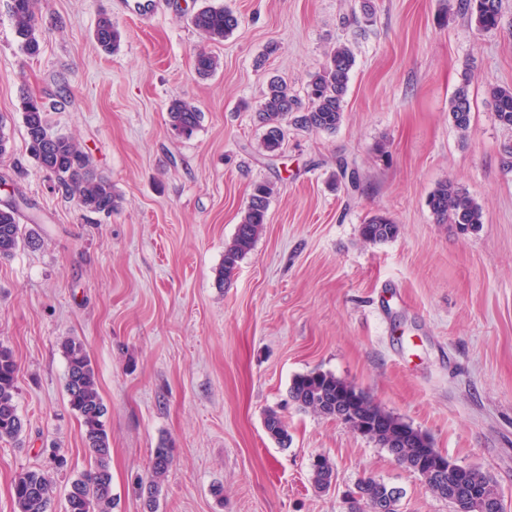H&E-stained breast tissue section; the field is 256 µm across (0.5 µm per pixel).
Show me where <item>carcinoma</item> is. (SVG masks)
I'll return each instance as SVG.
<instances>
[{"label": "carcinoma", "instance_id": "cac0c4a2", "mask_svg": "<svg viewBox=\"0 0 512 512\" xmlns=\"http://www.w3.org/2000/svg\"><path fill=\"white\" fill-rule=\"evenodd\" d=\"M456 11L474 21L478 30L490 32L499 27L500 0H454ZM10 13L16 38L28 55L39 53L41 38L36 22L34 0H10ZM191 24L208 41L220 43L239 25L234 12L222 5H208L191 17ZM95 37L106 52L118 50L121 35L106 16L98 19ZM355 56L349 45H336L326 55L322 68L310 76L307 84V103L291 94L288 84L278 76L266 84L263 102L257 112V121L264 129L258 150L276 156L282 150L288 135V125L307 131L333 132L341 124ZM217 59L201 51L195 60L197 73L205 76L215 70ZM494 115L500 125L512 128V88L494 87L490 91ZM20 111L26 129V146L40 171L54 177L58 189L73 196L83 209L96 213H112L117 207L112 182L91 172L88 153L73 138L51 131L44 104L36 97L21 99ZM453 126L465 137L471 126V100L468 82L457 89L450 107ZM171 129L180 137L189 138L198 129L201 112L193 103L175 99L168 107ZM273 189L265 183L253 188L235 235L224 249V261L219 268V279H229L238 263L252 249L267 223V212ZM27 201L10 200L0 204V259L12 256L20 242L27 238L21 224L22 207ZM428 205L438 224H450L466 233L482 224L483 208L464 189L452 181L438 184L430 195ZM399 225L387 216L375 215L360 227L366 243H378L396 238ZM67 359L66 392L69 404L80 419L83 440L89 449L93 464L89 471L71 483L67 512H112V472L110 468L111 442L104 416L107 409L99 392L95 368L83 345L74 339L62 342ZM17 364L12 352L0 346V439H13L23 429V420L15 402ZM289 395L304 410L320 416L339 419L341 413L351 415L349 426L363 436L388 449L395 460L406 468L420 473L434 494L439 488L428 470L419 466L422 449L432 446L430 437L413 428L375 404L364 392L342 381L331 373L311 372L296 376ZM268 435L279 444L288 441L285 425L274 410L264 419ZM172 464L169 445L160 443L151 460V481L148 512H156L161 483ZM312 479L321 491L330 488L336 471L329 458L318 455L311 464ZM51 480L48 473L28 470L14 481L13 496L18 512H47ZM360 494V499L353 498ZM379 498L387 501L386 512H398L401 493L373 478H362L349 491L348 509L363 504L361 512H373Z\"/></svg>", "mask_w": 512, "mask_h": 512}]
</instances>
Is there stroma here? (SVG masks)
I'll list each match as a JSON object with an SVG mask.
<instances>
[{"mask_svg": "<svg viewBox=\"0 0 512 512\" xmlns=\"http://www.w3.org/2000/svg\"><path fill=\"white\" fill-rule=\"evenodd\" d=\"M240 25L211 43L189 18L204 2ZM164 0L144 21L131 0H35L40 52L19 47L0 0V202L34 203V243L0 260V346L18 364L22 433L0 440V512L30 469L53 478L48 512H66L90 467L65 390L61 343L95 366L111 438L113 512L137 493L160 442L173 464L157 512H347L364 477L400 490L399 512H451L424 480L341 422L298 407L292 379L323 371L427 433L458 465L487 473L512 512V129L489 90L512 85V0L497 31L477 30L448 0ZM117 51L94 38L100 16ZM339 42L355 53L341 125L289 129L280 155L258 152L256 112L269 74L304 96ZM219 61L197 75L199 51ZM468 84L460 137L451 100ZM52 131L73 137L119 206L92 213L58 191L26 150L23 95ZM201 111L191 138L169 126L173 100ZM451 180L483 207L469 234L436 223L428 199ZM273 184L268 221L230 281L217 271L252 188ZM399 226L369 244L360 226ZM276 410L287 445L264 427ZM68 460L55 470L51 453ZM334 464L318 491L310 465ZM95 37L98 45L105 52H114L118 50L121 42V35L117 29L112 26V20L106 16L98 19ZM399 226L387 216H372L365 224H361L360 235L366 243H378L396 238Z\"/></svg>", "mask_w": 512, "mask_h": 512, "instance_id": "obj_1", "label": "stroma"}]
</instances>
